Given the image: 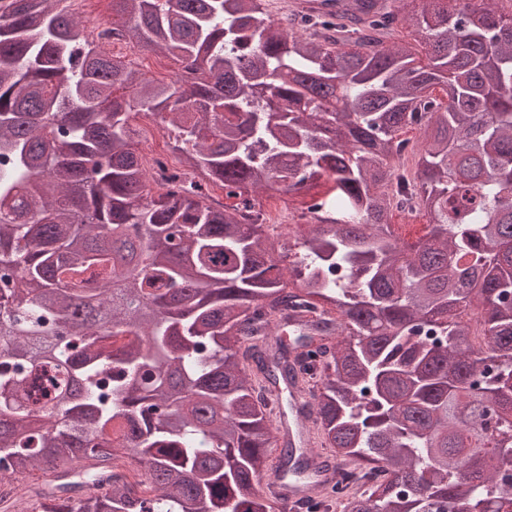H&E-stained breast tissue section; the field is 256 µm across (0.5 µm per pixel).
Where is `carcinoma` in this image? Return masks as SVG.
<instances>
[{
  "label": "carcinoma",
  "instance_id": "obj_1",
  "mask_svg": "<svg viewBox=\"0 0 512 512\" xmlns=\"http://www.w3.org/2000/svg\"><path fill=\"white\" fill-rule=\"evenodd\" d=\"M57 2L0 0V478L50 475L37 512H284L266 384L305 357L316 447L373 476L307 512L512 506V10L344 0L283 25L263 0H113L179 62L163 82ZM399 21L416 43L387 42ZM134 111L170 128L179 182L149 188ZM323 180L289 261L258 196ZM410 208L414 242L391 224ZM401 215L403 216L404 223L402 224H411L407 226H400L399 224L394 225V229L396 234L404 239L405 241L413 242L416 241L418 237L423 235V225L426 224V218L422 214V221L421 224H417V220H419V213L416 210H408L405 212H401Z\"/></svg>",
  "mask_w": 512,
  "mask_h": 512
}]
</instances>
